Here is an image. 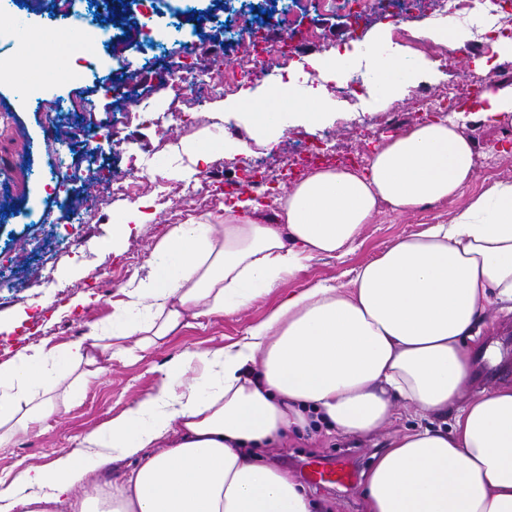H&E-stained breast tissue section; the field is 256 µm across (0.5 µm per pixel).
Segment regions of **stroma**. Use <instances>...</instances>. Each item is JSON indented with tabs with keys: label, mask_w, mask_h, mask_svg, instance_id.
I'll return each instance as SVG.
<instances>
[{
	"label": "stroma",
	"mask_w": 512,
	"mask_h": 512,
	"mask_svg": "<svg viewBox=\"0 0 512 512\" xmlns=\"http://www.w3.org/2000/svg\"><path fill=\"white\" fill-rule=\"evenodd\" d=\"M189 5L198 17H224L223 27L210 25L197 31L189 57L197 64L209 63L214 56L221 55L231 63L250 65V57L240 44L227 39V31L238 28L247 17L256 26H268L277 14L272 0H237L230 13L224 12L217 0H189ZM317 25L333 35L337 46L353 47L377 35L392 34L397 28L406 29L417 38L426 26L453 28L457 22L450 15L435 17L429 0H422L417 10L387 18L371 17L354 31L347 28L343 18L334 15L320 17ZM61 39L63 48L59 55L67 61L95 55L98 78L49 87L45 98L91 101L95 106L93 120L106 124L124 102L113 100L104 87L119 82L126 85L127 100L133 101L140 113L139 119L130 121L121 131L128 139L127 144L98 155L92 163L78 160V167L92 169L109 181L126 176L130 166H137L145 191L135 203L103 197L102 210L91 223L81 253L62 257L56 263L53 276L57 287H26V280L42 265L40 258L26 256L18 275L19 287L0 290V357L5 359L28 344L47 340L62 345L84 340L86 323L104 319L113 301L119 299L121 288L132 278L146 275L155 246L171 229L194 219H223L225 205L235 196L234 188L228 187L227 182L239 177L243 159L262 152L268 165L282 167L281 176L271 185L272 197L277 200L284 190L306 176L305 171L287 165L296 151L309 150L319 155L320 166L338 168L352 154H373L381 143L394 136L396 126L411 129L423 122L420 113L413 109L412 91H405L394 101L393 111H384L371 98L367 87L350 92L346 89V78H332L314 70L310 61L320 57L317 49L296 56L287 70L257 73L249 87L235 94L217 93L199 103L190 98L172 100L163 84L169 61L184 56L182 45L173 43L168 49L147 53L134 39L110 49L88 40L78 29L63 30ZM490 52V47L462 42L458 49L460 64L433 69L420 81L433 90L466 85L468 68L477 67ZM291 75L307 77L321 87L332 106L329 118L314 132L295 125L273 133L267 140L255 137L240 117V103L249 97H264L269 89ZM13 91V85L0 84V114L9 116L8 122L0 121V256L8 258L25 255L26 244L34 236L51 238L53 223H64L78 199L75 182L51 177L56 154L47 141L39 106L28 101L21 109H13ZM480 98V92H471L463 108L449 114L459 127L473 123L478 126L472 139L474 177L461 195L407 214L380 205L371 223L365 225L359 247L344 257L315 258L278 290L241 313L200 318L162 346L139 353L136 358L102 360L99 374L90 380L81 399L67 412L51 419L43 432L18 434L9 447H0V474H14L76 452L86 432L151 391L160 367L181 351L213 349L237 341L249 325L264 319L283 296L323 280L348 283L353 269L378 257L398 239L420 233L435 222H451L472 197L494 183L512 182V113L498 120L487 117L478 108ZM177 109L184 110L188 120L174 128L170 125L171 113ZM201 150L207 152V161H197L196 154ZM491 154L498 159L499 168L494 172L485 165ZM159 177L165 181V196L161 199L152 188ZM190 185L203 190L202 199L187 197L186 188ZM42 212L51 214L52 224L29 223L28 214ZM117 217L128 222L129 235L116 234L113 220ZM107 259L112 262L108 268L103 265ZM84 295L91 296V305L70 309L71 300ZM472 352L477 356L474 390L512 383V313L491 307ZM416 421L413 410L400 405L394 420L372 437H341L332 433L313 440L293 438L281 447L267 449L266 456L269 462L299 475L307 461H335L350 472V483L314 486L311 494L331 507L332 512H364V472L393 436Z\"/></svg>",
	"instance_id": "1"
}]
</instances>
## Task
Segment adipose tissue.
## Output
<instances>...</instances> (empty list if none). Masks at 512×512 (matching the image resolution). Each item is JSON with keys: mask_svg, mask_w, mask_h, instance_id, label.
Here are the masks:
<instances>
[{"mask_svg": "<svg viewBox=\"0 0 512 512\" xmlns=\"http://www.w3.org/2000/svg\"><path fill=\"white\" fill-rule=\"evenodd\" d=\"M425 70L391 49L373 70L376 101H395ZM269 100V112L241 107L263 136L314 130L329 115L319 90L295 77ZM474 166L455 122L426 123L377 148L364 172L309 175L275 217L246 198L220 223L177 225L105 323H90L95 343L23 348L0 363V447L67 411L101 359L160 346L201 317L238 314L309 261L355 250L379 203L407 213L456 196ZM495 305L512 306L508 182L451 223L395 241L347 286L288 294L236 342L170 359L152 391L82 437L79 456L0 476V512H316L263 449L318 427L370 436L400 403L420 423L376 458L365 512H512V384L472 389L469 344ZM446 414L450 428L429 425ZM129 459L122 480L101 481ZM84 484L93 496L76 495Z\"/></svg>", "mask_w": 512, "mask_h": 512, "instance_id": "adipose-tissue-1", "label": "adipose tissue"}]
</instances>
